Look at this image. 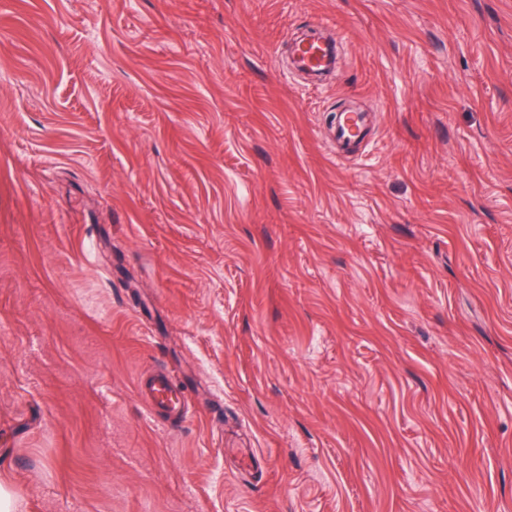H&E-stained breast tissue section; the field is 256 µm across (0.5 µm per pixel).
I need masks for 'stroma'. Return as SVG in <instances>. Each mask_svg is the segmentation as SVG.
Instances as JSON below:
<instances>
[{"label":"stroma","instance_id":"1","mask_svg":"<svg viewBox=\"0 0 512 512\" xmlns=\"http://www.w3.org/2000/svg\"><path fill=\"white\" fill-rule=\"evenodd\" d=\"M160 366L182 422L137 395ZM0 481L512 512V0H0ZM315 46L314 49H308ZM308 49V50H307ZM307 50V52H305ZM298 60L293 64L304 72L327 74L334 71L336 66L335 42L329 38H321L299 44ZM365 121L360 112L345 113L336 125V139L342 144H353L363 137Z\"/></svg>","mask_w":512,"mask_h":512}]
</instances>
